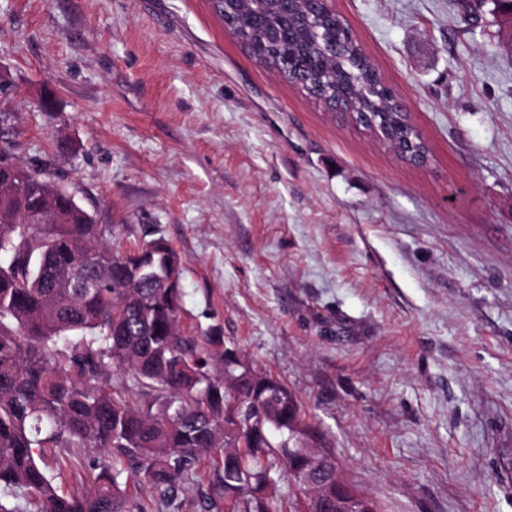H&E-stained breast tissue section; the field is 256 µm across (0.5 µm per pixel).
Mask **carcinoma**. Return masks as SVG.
<instances>
[{
	"label": "carcinoma",
	"instance_id": "1",
	"mask_svg": "<svg viewBox=\"0 0 512 512\" xmlns=\"http://www.w3.org/2000/svg\"><path fill=\"white\" fill-rule=\"evenodd\" d=\"M220 17L248 54L319 102L344 100L402 159L428 148L348 24L324 0H223ZM481 28L509 31L512 0H479ZM48 167L21 168L12 198H0V512H146L124 487L145 486L158 512L180 508L194 465L216 460L226 512H336V501L378 506L345 482L334 456L306 444L295 396L247 359L224 370V334H186L183 289L166 287L155 238L130 249L62 193ZM53 196V224H23L22 202ZM150 254L149 273L127 278ZM111 271L110 283H72ZM153 401H139L145 391ZM100 452L92 484L59 492L47 452ZM297 495L283 510L279 485ZM341 492H336V485Z\"/></svg>",
	"mask_w": 512,
	"mask_h": 512
}]
</instances>
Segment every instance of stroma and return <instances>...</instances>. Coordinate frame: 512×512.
Wrapping results in <instances>:
<instances>
[{"mask_svg":"<svg viewBox=\"0 0 512 512\" xmlns=\"http://www.w3.org/2000/svg\"><path fill=\"white\" fill-rule=\"evenodd\" d=\"M328 4L425 166L256 62L211 0H0V147L124 245L159 231L184 328L287 385L380 512H512V54L456 0Z\"/></svg>","mask_w":512,"mask_h":512,"instance_id":"stroma-1","label":"stroma"}]
</instances>
